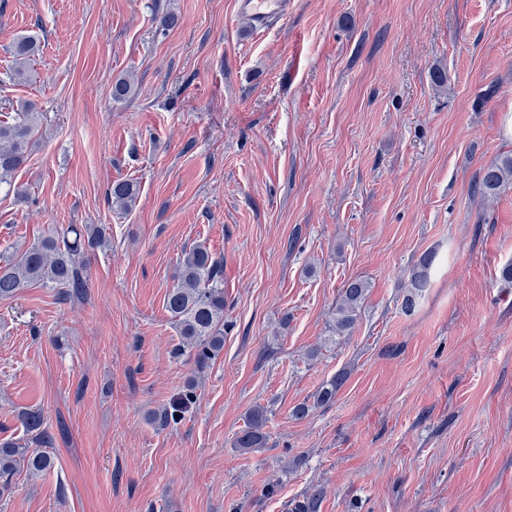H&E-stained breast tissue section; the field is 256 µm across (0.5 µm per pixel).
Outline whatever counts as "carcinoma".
Masks as SVG:
<instances>
[{
	"instance_id": "obj_1",
	"label": "carcinoma",
	"mask_w": 512,
	"mask_h": 512,
	"mask_svg": "<svg viewBox=\"0 0 512 512\" xmlns=\"http://www.w3.org/2000/svg\"><path fill=\"white\" fill-rule=\"evenodd\" d=\"M36 49L30 36H22L12 44L13 58L10 80L20 79ZM40 119L38 112H24L19 120H0V183L9 180L28 156V146ZM512 182V155H506L483 168L472 186L473 192L485 197L497 196L507 182ZM139 195V185L131 180H117L108 189L111 204L130 209ZM105 232L87 224H70L66 229L49 234L26 249L0 257V301L17 296L33 285L57 288L69 297L87 286L88 274L81 261L88 250L106 245ZM430 258H423L410 273L412 294L406 296L405 307L414 306V295L427 284ZM368 283L361 279L348 281L341 290L336 305L332 331L338 336L348 334L356 321V312L365 299ZM165 309L170 314L179 336L174 349L175 357L189 356L194 373L201 374L224 349V270L221 262L202 244L184 251L176 273L175 284L166 294ZM344 383V375L330 380L315 396L318 406L332 403ZM196 379L192 378L183 391L178 404L148 414V419L159 427L178 423L181 413L195 398ZM21 422L30 440L20 444L0 442V480L4 484L24 469L39 474L54 467V457L48 452L52 437L44 426L42 412L26 411ZM265 410L251 411L247 427L235 440V447L249 451L265 444L263 432ZM324 489L314 487L297 501L291 512H318Z\"/></svg>"
}]
</instances>
